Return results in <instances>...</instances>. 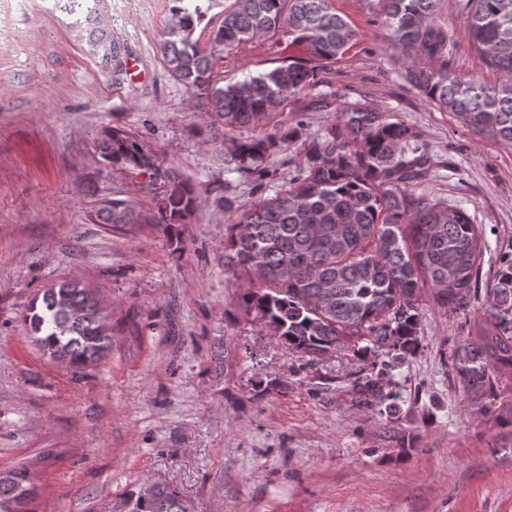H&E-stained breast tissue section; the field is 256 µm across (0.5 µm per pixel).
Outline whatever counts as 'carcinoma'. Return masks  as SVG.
Listing matches in <instances>:
<instances>
[{
	"instance_id": "obj_1",
	"label": "carcinoma",
	"mask_w": 512,
	"mask_h": 512,
	"mask_svg": "<svg viewBox=\"0 0 512 512\" xmlns=\"http://www.w3.org/2000/svg\"><path fill=\"white\" fill-rule=\"evenodd\" d=\"M67 0L66 12L86 25L90 42L103 50L105 67L120 70L123 59L98 26L97 6ZM176 25L168 28L163 52L170 70L187 89L205 96L232 131L258 123L308 87L316 67L341 58L358 36L334 0H234L215 40L229 47L261 33L288 29L306 57L289 58L257 76L216 87L211 60L193 39L204 18L205 0H172ZM438 0H380L382 24L392 49L410 66L409 79L439 108L497 141L512 142V0H466L471 48L500 73L493 84L463 79L448 68V30L435 21ZM304 125L278 135L235 142L236 168L256 180L268 178L267 160L300 143L302 164L271 197L243 206L224 238V271L247 287L238 294L241 314L264 323L272 335L314 361L347 345L361 360L374 358L364 388L382 393L392 361L419 348V292L457 311L478 297L482 232L462 208L414 193L430 165L420 133L395 113L369 105L349 106L314 140ZM105 158L146 167L152 163L119 130L102 141ZM195 198L182 183L167 191L156 222L183 224ZM131 210L113 201L98 211L106 224H126ZM485 321L476 339L455 351L463 387L494 396L493 375L512 367V258L503 262L486 291ZM34 342L57 364L78 372L112 346L105 315L93 295L63 282L43 293L26 317ZM24 468L0 471V512H22L13 496L25 485ZM131 512H182L175 490L153 488L148 503L136 497Z\"/></svg>"
}]
</instances>
